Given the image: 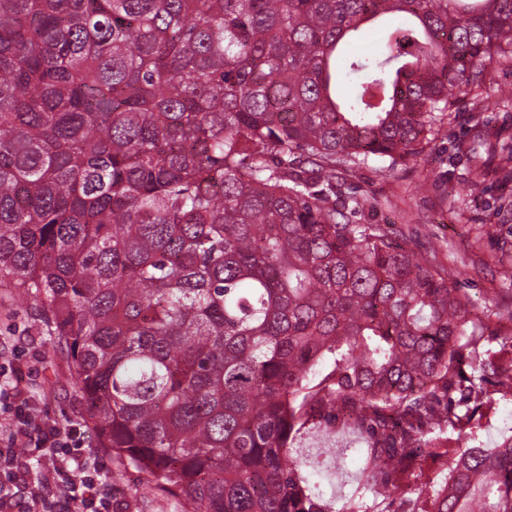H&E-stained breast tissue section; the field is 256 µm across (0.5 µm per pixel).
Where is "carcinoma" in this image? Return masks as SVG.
<instances>
[{"instance_id": "obj_1", "label": "carcinoma", "mask_w": 512, "mask_h": 512, "mask_svg": "<svg viewBox=\"0 0 512 512\" xmlns=\"http://www.w3.org/2000/svg\"><path fill=\"white\" fill-rule=\"evenodd\" d=\"M376 35L356 56L346 46ZM512 63V0H0V287L40 303L157 512H512V347L352 224L336 172L420 155ZM364 444L332 510L293 452ZM495 407L496 412L494 413L493 410L488 414L489 416L484 417L481 421V427L475 431L479 439L489 444L496 440L500 434L496 426L501 423L505 412L510 410V408L512 410V400L501 401ZM418 466V472L421 474L420 482L431 486L440 482L445 472L444 469L447 468V460L445 458L427 456L419 461Z\"/></svg>"}]
</instances>
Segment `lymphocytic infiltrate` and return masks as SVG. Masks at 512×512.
Returning <instances> with one entry per match:
<instances>
[{
	"label": "lymphocytic infiltrate",
	"mask_w": 512,
	"mask_h": 512,
	"mask_svg": "<svg viewBox=\"0 0 512 512\" xmlns=\"http://www.w3.org/2000/svg\"><path fill=\"white\" fill-rule=\"evenodd\" d=\"M23 373L0 371V394H9L14 421L13 443L35 447L46 461L43 475L19 485L12 494L0 496V512H14L27 502L36 512H112V494L98 466L79 446L78 425L47 423L33 411L22 388Z\"/></svg>",
	"instance_id": "f902f5d3"
}]
</instances>
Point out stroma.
<instances>
[{"label": "stroma", "instance_id": "stroma-1", "mask_svg": "<svg viewBox=\"0 0 512 512\" xmlns=\"http://www.w3.org/2000/svg\"><path fill=\"white\" fill-rule=\"evenodd\" d=\"M481 111L446 114L441 133L424 153L388 168L372 161L344 178V192L360 207L351 220L381 224L423 258L452 269L454 286L487 313L491 330H512V283L498 275L512 263V67L494 66ZM26 374L36 413L62 424H80L83 446L112 476L116 512H157L147 476L100 447L85 406L73 389L64 352L45 333L41 313L0 288V364Z\"/></svg>", "mask_w": 512, "mask_h": 512}]
</instances>
